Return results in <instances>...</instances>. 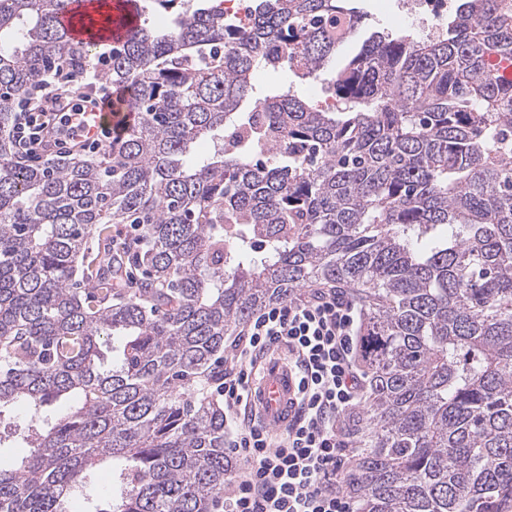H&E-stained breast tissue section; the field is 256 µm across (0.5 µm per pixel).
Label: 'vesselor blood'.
Masks as SVG:
<instances>
[{
	"instance_id": "b4317fda",
	"label": "vessel or blood",
	"mask_w": 512,
	"mask_h": 512,
	"mask_svg": "<svg viewBox=\"0 0 512 512\" xmlns=\"http://www.w3.org/2000/svg\"><path fill=\"white\" fill-rule=\"evenodd\" d=\"M73 40L93 45L118 44L139 23L134 0H69L61 18ZM82 117L76 145L84 146L101 139L106 128L120 120V113L93 101L82 103ZM253 411L260 422L274 432L284 431L297 409V378L284 358L277 353L267 356L254 384Z\"/></svg>"
}]
</instances>
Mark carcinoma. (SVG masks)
Returning <instances> with one entry per match:
<instances>
[{"mask_svg":"<svg viewBox=\"0 0 512 512\" xmlns=\"http://www.w3.org/2000/svg\"><path fill=\"white\" fill-rule=\"evenodd\" d=\"M136 2L175 15L104 61L139 122L32 166L9 135L25 95L96 62L60 25L68 0H0V417L25 403L32 447L0 466V512H68L110 460L97 512H223L224 339L320 285L363 310L368 403L340 427L357 512H512V0H459L432 39L373 33L330 79L333 109L255 99L252 78L327 73L354 0H256L244 29ZM204 137L222 147L189 163ZM116 221L143 225L138 288L88 260Z\"/></svg>","mask_w":512,"mask_h":512,"instance_id":"carcinoma-1","label":"carcinoma"}]
</instances>
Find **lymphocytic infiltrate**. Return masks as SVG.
<instances>
[{"instance_id":"lymphocytic-infiltrate-1","label":"lymphocytic infiltrate","mask_w":512,"mask_h":512,"mask_svg":"<svg viewBox=\"0 0 512 512\" xmlns=\"http://www.w3.org/2000/svg\"><path fill=\"white\" fill-rule=\"evenodd\" d=\"M11 130L31 160H51L75 133L68 96L46 82ZM361 314L338 288L297 289L260 308L224 368V445L239 464L224 480V512H354L340 479L337 431L360 387L354 360ZM284 348L298 376L300 413L285 435L245 420L259 353Z\"/></svg>"}]
</instances>
